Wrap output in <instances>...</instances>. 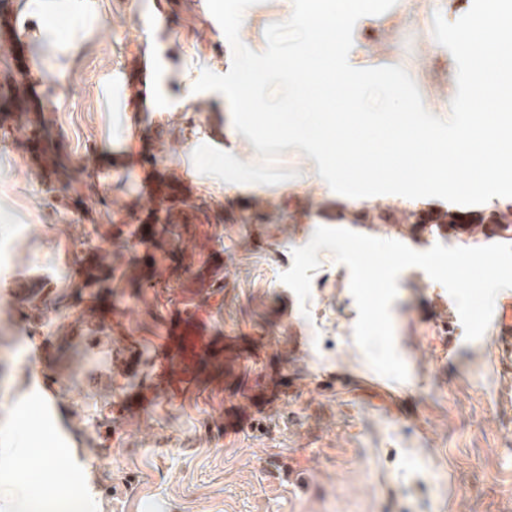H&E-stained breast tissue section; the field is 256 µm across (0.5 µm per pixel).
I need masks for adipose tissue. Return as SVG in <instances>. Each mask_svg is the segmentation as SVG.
<instances>
[{
  "label": "adipose tissue",
  "instance_id": "obj_1",
  "mask_svg": "<svg viewBox=\"0 0 512 512\" xmlns=\"http://www.w3.org/2000/svg\"><path fill=\"white\" fill-rule=\"evenodd\" d=\"M367 0H268L253 9L238 0L240 23L225 27L224 40L235 49V64L219 89L234 114L232 146L224 152V188L234 193L254 185L251 155L266 139L255 112L273 113L274 129L300 143L321 165L323 197L348 204L378 202L374 183L416 182L432 189L435 173L455 157L459 184L471 191L493 186L512 173V155L501 144L512 136L504 114L512 112V0H481L464 19L453 20L448 41L463 60L461 69L440 74L432 68L433 41L423 46L418 78L425 88L410 96L396 77H386L383 60L391 43L364 41L360 31H393L411 15L431 11L451 17L454 0H398L391 13L369 10ZM23 14L35 19L45 53L73 46L96 0H24ZM276 20L288 27L289 69L266 56L254 31ZM472 112L469 124H453L454 112ZM356 113L365 126L381 131L382 157L361 163L354 141H331V115Z\"/></svg>",
  "mask_w": 512,
  "mask_h": 512
}]
</instances>
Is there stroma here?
I'll return each mask as SVG.
<instances>
[{
	"mask_svg": "<svg viewBox=\"0 0 512 512\" xmlns=\"http://www.w3.org/2000/svg\"><path fill=\"white\" fill-rule=\"evenodd\" d=\"M224 2L208 17L205 0H97L75 54L28 55L41 74L28 85L34 107L0 130V449L47 443L55 480L0 461V512L17 485L47 501L76 491L86 512H512V367L493 331L466 341L446 288L404 269L391 319L408 377L394 381L354 341L350 273L331 252L319 253L307 303L280 279L321 226L419 252L461 246L462 229L353 226L341 200L279 195L302 175L300 147L281 139L260 152L257 191L225 192L223 170L197 163L211 150L202 128L229 124L222 97L140 111L134 83L154 16L169 41L157 77L178 96L182 78L206 86L231 54L224 25L237 11ZM2 13L0 102L17 84L11 30L32 24L18 0H0ZM424 37L416 18L392 33L397 71L410 75ZM33 134L60 168L30 160ZM161 179L221 216L206 247L185 235L159 250L137 235ZM436 180L427 194L392 186L379 210L409 196L416 213H447L455 186L446 171ZM146 261L157 276L135 288L128 276ZM183 328L208 355L189 383L154 385L166 336ZM38 341L56 377L49 401L28 359ZM129 351L137 366L124 364ZM59 414L76 435L56 431Z\"/></svg>",
	"mask_w": 512,
	"mask_h": 512,
	"instance_id": "1",
	"label": "stroma"
}]
</instances>
